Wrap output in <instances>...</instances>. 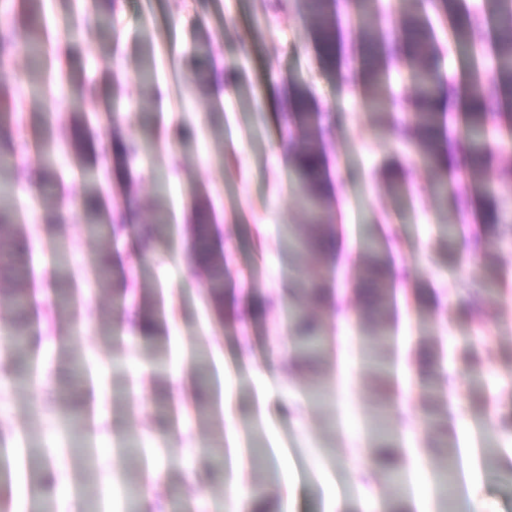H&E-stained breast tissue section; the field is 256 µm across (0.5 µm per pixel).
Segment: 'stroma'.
Wrapping results in <instances>:
<instances>
[{
	"label": "stroma",
	"mask_w": 512,
	"mask_h": 512,
	"mask_svg": "<svg viewBox=\"0 0 512 512\" xmlns=\"http://www.w3.org/2000/svg\"><path fill=\"white\" fill-rule=\"evenodd\" d=\"M69 0H46L42 25L61 37L71 87L27 95L29 57L17 49L0 63V86L18 92L19 135L38 142L22 157L38 193L21 197L19 261L33 272L32 298L17 317L9 286L0 287V331L22 323L29 372L0 349V440L21 441L28 467L0 477L5 512H94L126 491L138 492L141 459L165 476L155 497L185 512H225L235 473L230 439L262 448L243 485L257 512H438L440 494L481 499L486 512H512V239L459 253L441 226L474 220L501 196L512 171V144H493L485 192L442 202L429 186L435 170L415 165L397 127L413 108L411 84L391 75L389 117L355 95L352 59L361 34L341 23L343 55L327 71L293 0H115L110 32L95 11L65 24ZM126 74L113 84V72ZM308 88L321 113L327 181L341 207L335 230L346 249L329 260L323 306L308 305L332 345L316 372L295 359L289 305L312 253L288 250V229L306 222L298 204L288 146L287 87ZM88 114L94 151L73 148L75 116ZM150 133L158 150L113 178L102 211L132 210L120 249L89 237L78 202L81 168L98 163L110 134ZM207 201L228 257L232 313L218 317L203 276L190 265L193 198ZM167 210L166 242L146 267L137 262L138 230ZM386 240L397 272L388 321L404 365L382 386L367 370L353 312L366 226ZM112 254V263L100 258ZM503 282L487 294L486 279ZM73 306H55L58 293ZM277 347L284 375L268 389V420L252 413L255 386L246 361ZM223 365H216V356ZM434 358L440 389L421 396L415 363ZM183 369L174 378L175 369ZM98 372L105 393L89 425L87 397L74 370ZM434 412L438 427L423 417ZM385 421L396 448L398 480L386 479L369 429Z\"/></svg>",
	"instance_id": "1"
}]
</instances>
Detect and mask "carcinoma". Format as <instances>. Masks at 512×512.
<instances>
[{
  "label": "carcinoma",
  "mask_w": 512,
  "mask_h": 512,
  "mask_svg": "<svg viewBox=\"0 0 512 512\" xmlns=\"http://www.w3.org/2000/svg\"><path fill=\"white\" fill-rule=\"evenodd\" d=\"M296 8L303 12L316 36L317 46L323 63L336 68L339 51L338 0H294ZM422 0H397L392 5L395 20V44L373 36L365 37L358 57V70L364 77L363 93L374 112H384L388 105L386 89L387 71L392 62L405 69L416 94V110L407 116L405 126L411 131V151L416 163L438 170V180L433 185L434 194L448 200L457 195L462 185L467 184L477 191L488 165V151L485 146L487 125L492 113L486 111L484 99L493 88L496 90L501 107L512 112V0H483L480 11L457 21L452 27L455 43L469 45L471 28L481 22L489 25L492 42L486 53L469 54V67L465 78V89L470 98L469 107L458 118L456 130L448 147L459 152L460 162L448 170L437 160L441 149L442 113L436 111L433 100L441 81L439 49L436 35L429 19L421 8ZM10 9L24 19L20 26L0 25V58L9 56L20 45L42 38L41 0H13ZM492 67V79L485 78L486 67ZM288 119L301 133V139L293 156V170L298 193L304 204L309 222V231L301 238L303 249L315 253L323 252L321 243L335 235L333 227L324 219L331 209V201L324 191L322 123L321 114L310 105L308 90L296 84L289 89ZM15 98L7 87H0V180L9 177L18 179L16 156L23 154L28 144L18 140L16 131L20 115L14 106ZM145 154V145L129 141L120 160L124 165L136 162ZM84 208L88 215V230L103 236H118L125 231V223L103 224L100 220V195L97 181H88L82 192ZM17 209L0 203V245L12 240L15 234L14 221ZM209 212L200 206L199 220L195 226L193 247L197 255L208 259L206 268L209 288L212 291L214 307L218 315L224 312V253L213 248L210 226L205 224ZM480 223L491 236L512 235V225L502 223L499 213L491 208L482 216ZM160 242L157 229L139 239V259L145 261ZM366 261L360 274V291L364 298L361 322L365 332L364 340L374 352L380 354L390 340L385 321L386 313L393 298V276L390 273L387 254L379 237L369 231L363 238ZM17 290L14 305L19 315L27 308V296L22 285L28 271L3 257L0 249V273ZM326 276V270L318 265L304 276V286L310 295L317 294ZM294 325L299 337L298 356L302 364L316 365L324 355L326 339L321 336V327L310 314L301 310L295 312Z\"/></svg>",
  "instance_id": "1"
}]
</instances>
